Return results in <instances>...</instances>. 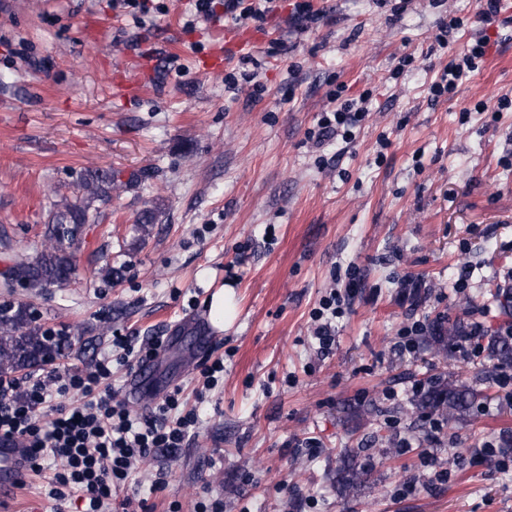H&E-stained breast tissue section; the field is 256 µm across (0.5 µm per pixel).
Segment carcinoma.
Returning a JSON list of instances; mask_svg holds the SVG:
<instances>
[{"label": "carcinoma", "mask_w": 512, "mask_h": 512, "mask_svg": "<svg viewBox=\"0 0 512 512\" xmlns=\"http://www.w3.org/2000/svg\"><path fill=\"white\" fill-rule=\"evenodd\" d=\"M116 189V176L110 171H96L84 177L79 184L75 201L64 203L53 213L42 248L33 257H26L10 269L3 285L8 289L18 283L32 289L61 286L68 282L76 269L71 248L77 240L80 225L86 223L90 206L95 201L106 202ZM462 326L444 327L440 320L432 329L431 339L438 344V353L448 357L451 346L462 338ZM72 349L69 335L60 334L54 340L45 336L30 305L6 304L0 307V376L45 367L57 359L67 357ZM487 350L494 360L492 369L512 370V338L490 336ZM484 393L473 385L441 374L427 379L417 394V410L442 420H460L479 405ZM347 461L337 470L336 484L342 495L361 490L368 482L371 470L358 460V451L345 449Z\"/></svg>", "instance_id": "cac0c4a2"}]
</instances>
